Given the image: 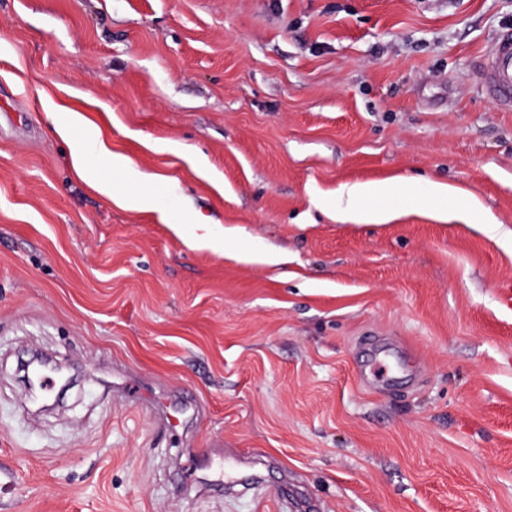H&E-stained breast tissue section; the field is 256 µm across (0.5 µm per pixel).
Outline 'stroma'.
<instances>
[{"label":"stroma","instance_id":"35a3bbf8","mask_svg":"<svg viewBox=\"0 0 512 512\" xmlns=\"http://www.w3.org/2000/svg\"><path fill=\"white\" fill-rule=\"evenodd\" d=\"M509 29L512 0H0V512H512V111L479 80ZM383 181L388 221L339 219ZM35 351L77 372L39 415ZM390 187L389 183L378 185L353 184L342 187L341 193L347 197V207L341 214L355 212L357 202L367 198H373L379 202L383 201L389 195ZM172 230L192 249L223 254L224 237L216 238L207 224H169ZM201 231V232H200Z\"/></svg>","mask_w":512,"mask_h":512}]
</instances>
